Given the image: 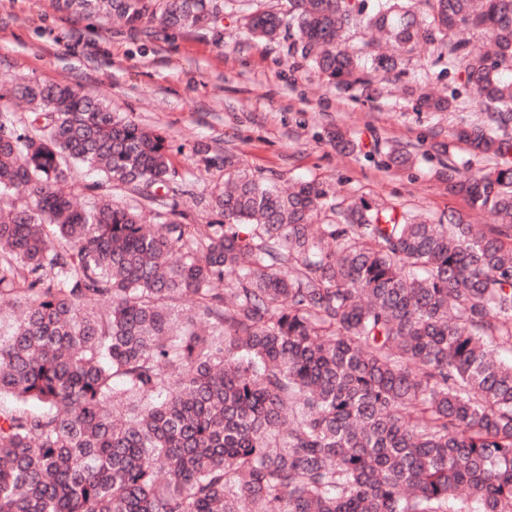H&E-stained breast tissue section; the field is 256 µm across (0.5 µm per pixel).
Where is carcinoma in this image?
I'll list each match as a JSON object with an SVG mask.
<instances>
[{"label":"carcinoma","instance_id":"1","mask_svg":"<svg viewBox=\"0 0 512 512\" xmlns=\"http://www.w3.org/2000/svg\"><path fill=\"white\" fill-rule=\"evenodd\" d=\"M131 26L215 23L224 0H70ZM335 84L341 34L385 32L458 61L486 107L460 129L494 162L453 185L500 220L430 224L347 206L305 182L282 196L231 156L224 216L172 204L81 206L78 166L148 200L164 138L60 84L17 128L0 95V512H512V0H288L241 16ZM466 25L488 40L452 41ZM420 107L452 102L423 93ZM414 161L392 149L385 168Z\"/></svg>","mask_w":512,"mask_h":512}]
</instances>
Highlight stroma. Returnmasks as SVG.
<instances>
[{"instance_id":"1","label":"stroma","mask_w":512,"mask_h":512,"mask_svg":"<svg viewBox=\"0 0 512 512\" xmlns=\"http://www.w3.org/2000/svg\"><path fill=\"white\" fill-rule=\"evenodd\" d=\"M285 5L227 0L217 24L164 30L75 11L63 0H0V86L16 78L76 86L157 131L174 171L159 201L177 203L192 224L219 221L211 192L224 181L223 169L197 163L200 144L237 155L283 192L307 181L335 202L412 211L434 224L495 223L492 213L472 208L451 188L454 173L492 166L471 157L455 137L457 128L483 118L462 67L422 48L404 54L395 70L373 69L379 35L353 29L344 46L364 62L361 76L374 92L365 96L360 84L336 87L301 53L288 52L284 40H254L239 23L245 9ZM423 84L451 99L452 109H421L413 91ZM337 128L350 134L353 149L334 146L329 133ZM394 142L416 154L412 168L384 167Z\"/></svg>"}]
</instances>
